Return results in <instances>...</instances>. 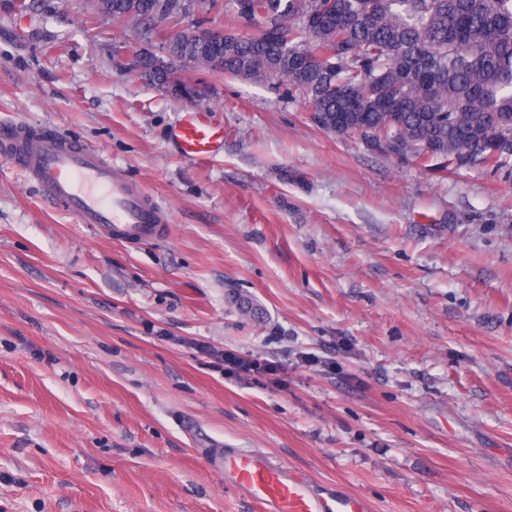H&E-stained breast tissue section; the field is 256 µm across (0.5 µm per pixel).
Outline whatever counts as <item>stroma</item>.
<instances>
[{"mask_svg":"<svg viewBox=\"0 0 512 512\" xmlns=\"http://www.w3.org/2000/svg\"><path fill=\"white\" fill-rule=\"evenodd\" d=\"M26 2L0 0V120L102 151L170 222L112 240L0 161V512H262L220 448L371 512H512V169L322 130L221 71L199 163L169 136L187 103L134 66L160 35ZM203 352L217 360L215 367L223 370L224 374L277 376L278 368L274 363H261L236 350L216 351L206 346Z\"/></svg>","mask_w":512,"mask_h":512,"instance_id":"stroma-1","label":"stroma"}]
</instances>
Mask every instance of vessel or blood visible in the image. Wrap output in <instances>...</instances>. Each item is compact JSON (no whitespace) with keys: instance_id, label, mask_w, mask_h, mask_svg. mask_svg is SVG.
<instances>
[{"instance_id":"b4317fda","label":"vessel or blood","mask_w":512,"mask_h":512,"mask_svg":"<svg viewBox=\"0 0 512 512\" xmlns=\"http://www.w3.org/2000/svg\"><path fill=\"white\" fill-rule=\"evenodd\" d=\"M170 136L184 155L203 163L224 148L223 129L201 111L185 112ZM0 158L34 183L44 198L62 205L79 223L106 227L112 238L154 239L169 221L166 208L103 153L51 130L1 121ZM218 461L234 486L264 512H369L361 496L317 491L305 478L250 451L227 448Z\"/></svg>"}]
</instances>
